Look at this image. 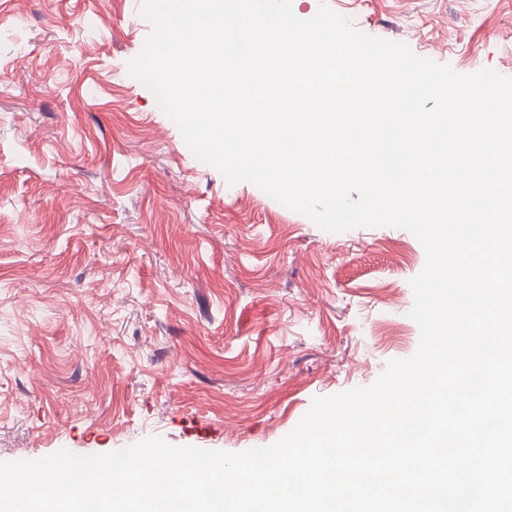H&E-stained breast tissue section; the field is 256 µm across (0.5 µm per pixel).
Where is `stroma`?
<instances>
[{
  "label": "stroma",
  "mask_w": 512,
  "mask_h": 512,
  "mask_svg": "<svg viewBox=\"0 0 512 512\" xmlns=\"http://www.w3.org/2000/svg\"><path fill=\"white\" fill-rule=\"evenodd\" d=\"M144 0H0V461L241 453L411 356L420 241L328 232L199 161L130 73ZM512 77V0H293Z\"/></svg>",
  "instance_id": "1"
}]
</instances>
